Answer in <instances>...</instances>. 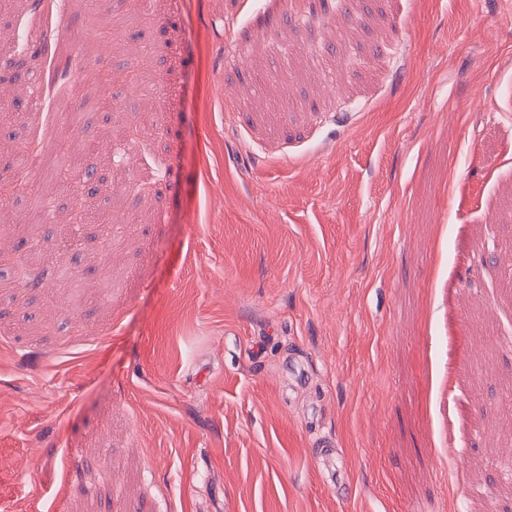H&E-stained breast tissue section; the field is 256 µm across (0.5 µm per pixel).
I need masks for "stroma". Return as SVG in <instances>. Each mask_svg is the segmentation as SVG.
Returning <instances> with one entry per match:
<instances>
[{"mask_svg":"<svg viewBox=\"0 0 512 512\" xmlns=\"http://www.w3.org/2000/svg\"><path fill=\"white\" fill-rule=\"evenodd\" d=\"M306 2L0 0V512H512V6ZM49 72H48V94L47 96H44V99L46 100L48 98V104L53 100L54 98L58 97H65L70 94V91L72 89V83H71V76L70 72L67 68H59L56 66H52L51 69V62L49 63ZM50 90H51V96H50Z\"/></svg>","mask_w":512,"mask_h":512,"instance_id":"obj_1","label":"stroma"}]
</instances>
